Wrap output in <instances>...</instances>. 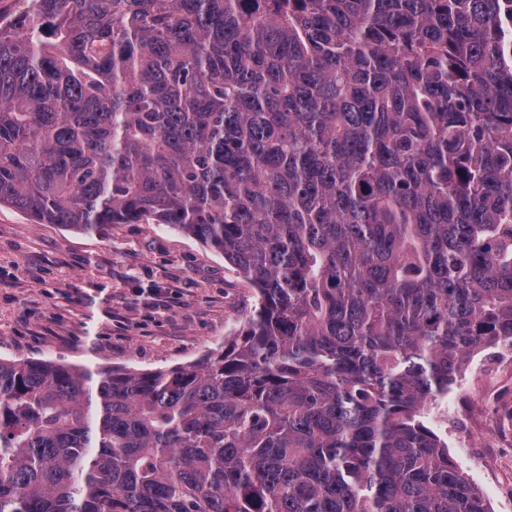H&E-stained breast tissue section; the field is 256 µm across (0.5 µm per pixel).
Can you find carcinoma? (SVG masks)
Wrapping results in <instances>:
<instances>
[{
    "label": "carcinoma",
    "mask_w": 512,
    "mask_h": 512,
    "mask_svg": "<svg viewBox=\"0 0 512 512\" xmlns=\"http://www.w3.org/2000/svg\"><path fill=\"white\" fill-rule=\"evenodd\" d=\"M0 205L253 287L190 365L0 358V512H488L426 423L512 339V0H31Z\"/></svg>",
    "instance_id": "carcinoma-1"
}]
</instances>
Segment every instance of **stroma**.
Here are the masks:
<instances>
[{"mask_svg":"<svg viewBox=\"0 0 512 512\" xmlns=\"http://www.w3.org/2000/svg\"><path fill=\"white\" fill-rule=\"evenodd\" d=\"M250 285L223 256L164 224H110L87 234L32 223L0 206V357L52 359L101 371L185 366L242 328ZM512 366L462 365L429 425L489 512H512L499 469L512 425Z\"/></svg>","mask_w":512,"mask_h":512,"instance_id":"1","label":"stroma"}]
</instances>
